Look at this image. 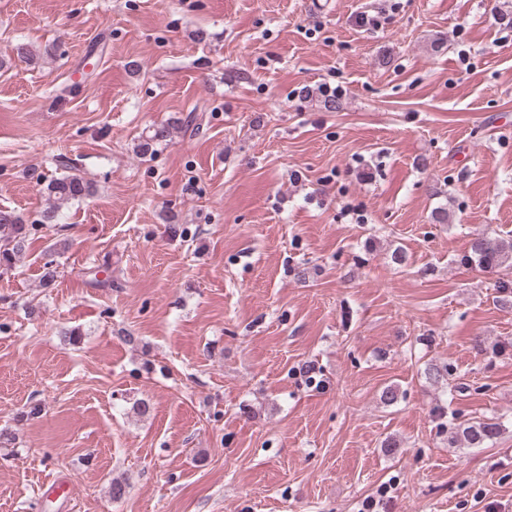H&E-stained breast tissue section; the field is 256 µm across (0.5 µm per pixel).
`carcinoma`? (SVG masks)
<instances>
[{
	"label": "carcinoma",
	"instance_id": "1",
	"mask_svg": "<svg viewBox=\"0 0 512 512\" xmlns=\"http://www.w3.org/2000/svg\"><path fill=\"white\" fill-rule=\"evenodd\" d=\"M204 114L191 109L185 116L150 125L138 140L136 152L154 154L172 140L176 130L196 133L203 125ZM64 173L48 180L46 192L48 203L42 209L35 223L28 224L13 210L0 209V274L11 270L19 255L24 251L31 231L39 225L55 224L62 207L72 201L81 200L93 194V183L78 173H68L69 165L62 164ZM464 264H475L485 272L512 273V242L494 236L482 235L473 239L470 252L461 257ZM501 423L496 418L464 420L453 424L449 443L463 442L481 445L498 435Z\"/></svg>",
	"mask_w": 512,
	"mask_h": 512
}]
</instances>
